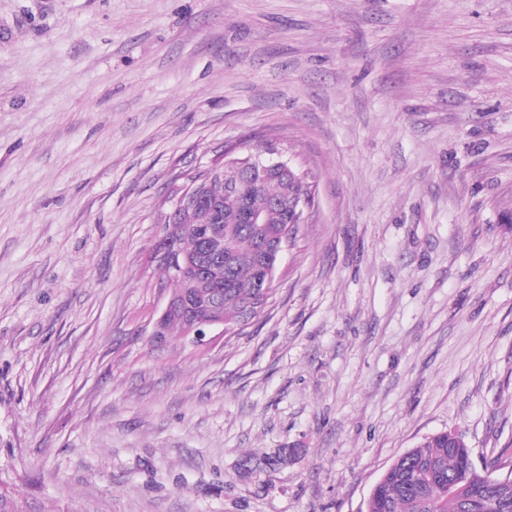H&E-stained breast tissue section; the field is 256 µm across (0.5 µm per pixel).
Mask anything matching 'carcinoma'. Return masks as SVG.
Segmentation results:
<instances>
[{"instance_id":"cac0c4a2","label":"carcinoma","mask_w":512,"mask_h":512,"mask_svg":"<svg viewBox=\"0 0 512 512\" xmlns=\"http://www.w3.org/2000/svg\"><path fill=\"white\" fill-rule=\"evenodd\" d=\"M216 164L192 176V185L217 190ZM305 196L313 201V184L309 175H272L255 181L243 177L240 192L224 197L220 212L205 204L190 205L165 223L173 225L170 236L184 253L191 255L199 246L193 229L204 224H224V263L214 267L205 288L224 289L222 311L232 320L229 334L241 335L245 327L238 324V309L254 296L255 270L262 263L266 242L281 235L295 223V199ZM268 209L267 223L258 230L245 221L247 209ZM463 456L448 448V436L435 433L424 442L399 456L381 475L373 488L368 512H512V487L481 482V500L464 507L468 496Z\"/></svg>"}]
</instances>
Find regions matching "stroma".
<instances>
[{"instance_id":"1","label":"stroma","mask_w":512,"mask_h":512,"mask_svg":"<svg viewBox=\"0 0 512 512\" xmlns=\"http://www.w3.org/2000/svg\"><path fill=\"white\" fill-rule=\"evenodd\" d=\"M270 140L273 304L155 347L164 198ZM448 430L512 474V0H0V490L365 512Z\"/></svg>"}]
</instances>
